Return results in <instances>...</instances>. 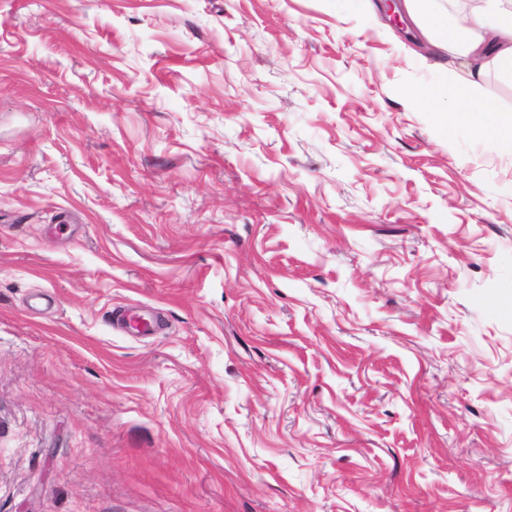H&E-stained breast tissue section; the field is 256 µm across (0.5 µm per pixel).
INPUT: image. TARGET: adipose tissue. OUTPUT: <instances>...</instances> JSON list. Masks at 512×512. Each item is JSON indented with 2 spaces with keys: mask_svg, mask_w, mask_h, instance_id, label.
<instances>
[{
  "mask_svg": "<svg viewBox=\"0 0 512 512\" xmlns=\"http://www.w3.org/2000/svg\"><path fill=\"white\" fill-rule=\"evenodd\" d=\"M402 7L431 48L456 52L464 60L462 72L450 73L446 82L404 87V97L429 112L441 131L464 127L512 158V114L481 98L489 74L512 81V6L473 0L468 12L453 19L440 0H403Z\"/></svg>",
  "mask_w": 512,
  "mask_h": 512,
  "instance_id": "1",
  "label": "adipose tissue"
}]
</instances>
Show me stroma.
<instances>
[{
  "label": "stroma",
  "instance_id": "35a3bbf8",
  "mask_svg": "<svg viewBox=\"0 0 512 512\" xmlns=\"http://www.w3.org/2000/svg\"><path fill=\"white\" fill-rule=\"evenodd\" d=\"M416 35L0 0V512H512V159Z\"/></svg>",
  "mask_w": 512,
  "mask_h": 512
}]
</instances>
